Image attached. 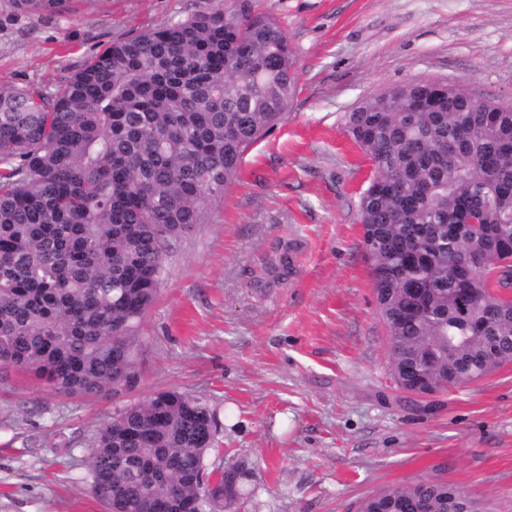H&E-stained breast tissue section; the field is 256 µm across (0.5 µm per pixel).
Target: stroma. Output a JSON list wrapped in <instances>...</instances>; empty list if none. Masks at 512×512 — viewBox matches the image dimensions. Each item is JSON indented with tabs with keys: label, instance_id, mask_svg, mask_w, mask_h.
I'll return each mask as SVG.
<instances>
[{
	"label": "stroma",
	"instance_id": "obj_1",
	"mask_svg": "<svg viewBox=\"0 0 512 512\" xmlns=\"http://www.w3.org/2000/svg\"><path fill=\"white\" fill-rule=\"evenodd\" d=\"M205 4L93 0L46 18L0 0V85L56 90L113 41ZM261 4L298 59L294 98L169 249L132 386L83 400L0 380V512H106L89 489L92 434L171 388L216 415L207 466L248 461L238 512H357L425 478L512 512V364L420 400L398 389L358 209L371 166L343 121L370 95L427 81L512 106V0Z\"/></svg>",
	"mask_w": 512,
	"mask_h": 512
}]
</instances>
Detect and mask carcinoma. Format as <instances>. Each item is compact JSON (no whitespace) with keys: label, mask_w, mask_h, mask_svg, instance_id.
Wrapping results in <instances>:
<instances>
[{"label":"carcinoma","mask_w":512,"mask_h":512,"mask_svg":"<svg viewBox=\"0 0 512 512\" xmlns=\"http://www.w3.org/2000/svg\"><path fill=\"white\" fill-rule=\"evenodd\" d=\"M72 0H13L59 17ZM298 60L256 0H215L112 42L56 92L0 86V373L97 398L135 379L137 325L171 242L203 224L246 152L281 120ZM432 83L373 94L344 115L372 163L360 195L365 252L389 366L437 392L512 362V111ZM209 405L175 389L106 420L90 489L107 512H234L208 480ZM240 489L250 471L225 465ZM460 512L458 485L389 486L360 503Z\"/></svg>","instance_id":"cac0c4a2"}]
</instances>
